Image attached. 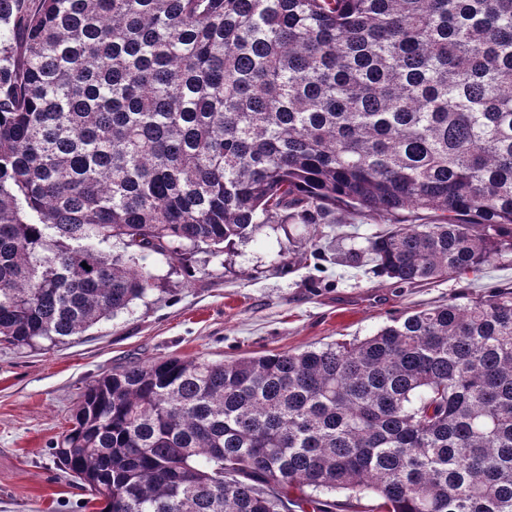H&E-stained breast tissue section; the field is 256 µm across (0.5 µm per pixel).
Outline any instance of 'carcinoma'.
<instances>
[{
	"mask_svg": "<svg viewBox=\"0 0 512 512\" xmlns=\"http://www.w3.org/2000/svg\"><path fill=\"white\" fill-rule=\"evenodd\" d=\"M401 286L512 256V0H0V342L81 336L138 260L336 209ZM97 512H512V289L374 334L87 384Z\"/></svg>",
	"mask_w": 512,
	"mask_h": 512,
	"instance_id": "carcinoma-1",
	"label": "carcinoma"
}]
</instances>
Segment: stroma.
Listing matches in <instances>:
<instances>
[{
    "instance_id": "1",
    "label": "stroma",
    "mask_w": 512,
    "mask_h": 512,
    "mask_svg": "<svg viewBox=\"0 0 512 512\" xmlns=\"http://www.w3.org/2000/svg\"><path fill=\"white\" fill-rule=\"evenodd\" d=\"M310 230L273 224L262 235L166 261L150 258L153 290L82 336L34 347L0 345V512H89L51 447L93 377L160 357L213 362L302 351L373 334L387 319L512 286V258L462 280L397 287L372 266L343 263L385 217L336 211Z\"/></svg>"
}]
</instances>
